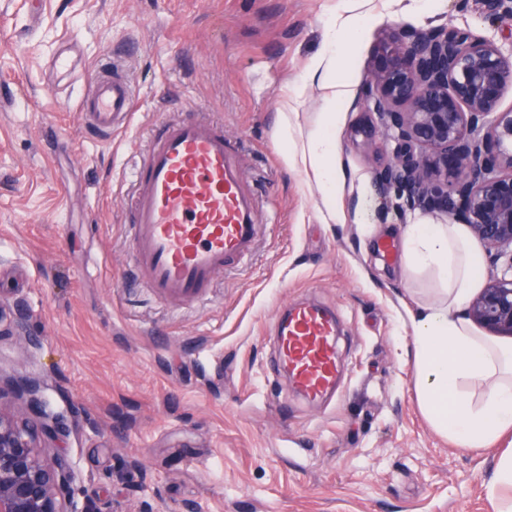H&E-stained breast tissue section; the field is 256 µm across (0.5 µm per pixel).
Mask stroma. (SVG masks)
I'll list each match as a JSON object with an SVG mask.
<instances>
[{"label": "stroma", "instance_id": "stroma-1", "mask_svg": "<svg viewBox=\"0 0 512 512\" xmlns=\"http://www.w3.org/2000/svg\"><path fill=\"white\" fill-rule=\"evenodd\" d=\"M349 15L362 22L337 106L346 221L325 224L273 121L284 103L320 111L326 91L304 74ZM436 26L512 51V22L458 0H0V89L12 94L0 105V300L22 302L40 340L0 341V378L38 381L46 417L65 424L69 512H496L487 485L512 440L471 451L424 419L402 328L414 285L383 250L407 224L447 218L378 216L371 187L384 127L365 78L390 29ZM117 43L137 98L101 141L76 104ZM185 118L223 120L239 139L264 223L252 258L179 305L134 277L128 192L150 130ZM304 299L342 325L327 405L298 399L271 367L275 318ZM131 459L140 468L124 474Z\"/></svg>", "mask_w": 512, "mask_h": 512}]
</instances>
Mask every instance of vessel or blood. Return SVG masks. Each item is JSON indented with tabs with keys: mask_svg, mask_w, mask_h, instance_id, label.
<instances>
[{
	"mask_svg": "<svg viewBox=\"0 0 512 512\" xmlns=\"http://www.w3.org/2000/svg\"><path fill=\"white\" fill-rule=\"evenodd\" d=\"M135 86L124 66L100 65L90 95L80 100L95 137L104 139L130 117ZM240 143L211 121L164 124L132 179L129 249L140 279L161 299L193 304L218 275L256 251L262 225L258 196L239 158ZM275 362L294 392L313 404L335 395L340 327L322 305L294 302L274 325Z\"/></svg>",
	"mask_w": 512,
	"mask_h": 512,
	"instance_id": "1",
	"label": "vessel or blood"
}]
</instances>
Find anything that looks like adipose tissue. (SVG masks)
I'll list each match as a JSON object with an SVG mask.
<instances>
[{
	"label": "adipose tissue",
	"instance_id": "1",
	"mask_svg": "<svg viewBox=\"0 0 512 512\" xmlns=\"http://www.w3.org/2000/svg\"><path fill=\"white\" fill-rule=\"evenodd\" d=\"M358 26L349 17L329 30L323 55L305 73L330 91L310 128L302 129L299 113L284 108L275 117L284 160L312 172L326 224L343 221L338 198L347 181L336 139V104L345 85L336 57L343 33ZM402 249L403 278L423 285L421 305L408 317L417 403L438 435L471 450L490 448L512 432V346L482 336L466 315L481 287L480 247L464 225L451 221L407 225Z\"/></svg>",
	"mask_w": 512,
	"mask_h": 512
}]
</instances>
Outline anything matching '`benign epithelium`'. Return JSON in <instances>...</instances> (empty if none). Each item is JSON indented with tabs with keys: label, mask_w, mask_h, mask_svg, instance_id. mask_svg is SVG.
I'll return each mask as SVG.
<instances>
[{
	"label": "benign epithelium",
	"mask_w": 512,
	"mask_h": 512,
	"mask_svg": "<svg viewBox=\"0 0 512 512\" xmlns=\"http://www.w3.org/2000/svg\"><path fill=\"white\" fill-rule=\"evenodd\" d=\"M491 20H512V0H481ZM384 63L370 71L363 96L385 126L389 160L373 175L380 204L396 192L403 210L441 213L466 224L487 253L507 256L467 311L478 326L512 336V56L466 29L398 28L381 44ZM39 344L22 305L0 307V339ZM36 388L0 385V512H66L73 479L69 459L44 460L40 441L63 424L33 425L3 401Z\"/></svg>",
	"instance_id": "benign-epithelium-1"
}]
</instances>
